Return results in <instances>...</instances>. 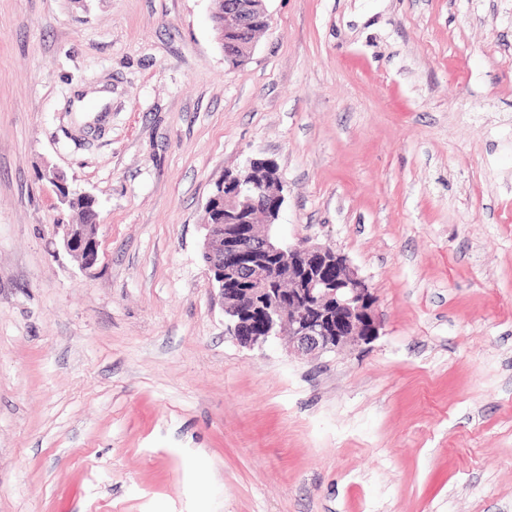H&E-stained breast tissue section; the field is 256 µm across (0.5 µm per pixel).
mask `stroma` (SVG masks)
I'll return each mask as SVG.
<instances>
[{
	"mask_svg": "<svg viewBox=\"0 0 512 512\" xmlns=\"http://www.w3.org/2000/svg\"><path fill=\"white\" fill-rule=\"evenodd\" d=\"M265 4L232 67L214 0H0V512H512V0ZM249 158L371 343L229 334L202 224ZM43 177L46 178V181L56 189L60 196V199L68 200L70 191L69 187L66 184V182L63 181V178H61V175L56 170H47L43 174ZM68 201L69 205L72 208L76 209L79 213H81V215L84 214L86 199L83 196L75 195L72 198H69ZM98 214L94 212L92 224H63L61 246L80 261L84 269L95 267L98 261Z\"/></svg>",
	"mask_w": 512,
	"mask_h": 512,
	"instance_id": "1",
	"label": "stroma"
}]
</instances>
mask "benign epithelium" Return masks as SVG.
Listing matches in <instances>:
<instances>
[{
	"label": "benign epithelium",
	"instance_id": "benign-epithelium-1",
	"mask_svg": "<svg viewBox=\"0 0 512 512\" xmlns=\"http://www.w3.org/2000/svg\"><path fill=\"white\" fill-rule=\"evenodd\" d=\"M269 24L265 0H224L223 21L213 24L224 55L237 57L252 49L257 28ZM250 159L224 176L222 200L210 197L202 251L207 255L212 286L218 289L229 330L245 347L263 348L288 337L298 353L322 355L350 345L370 343L381 329L375 299L366 281L347 258L321 244L285 245L274 221L285 202L278 175L256 181ZM61 199L69 187L55 170L43 174ZM97 219L90 224H65L63 249L89 270L98 261Z\"/></svg>",
	"mask_w": 512,
	"mask_h": 512
}]
</instances>
